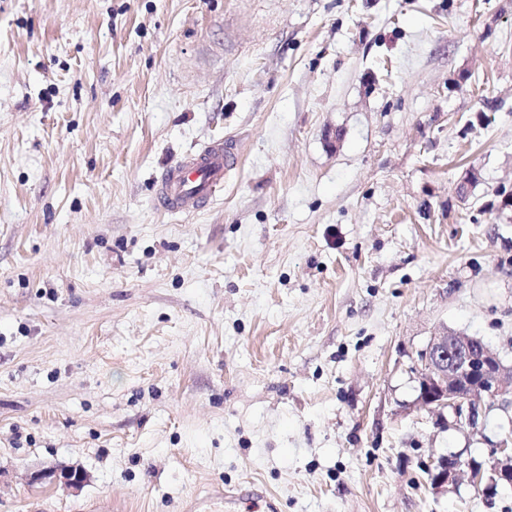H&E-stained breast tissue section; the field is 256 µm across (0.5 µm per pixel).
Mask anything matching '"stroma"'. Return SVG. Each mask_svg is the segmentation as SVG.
I'll list each match as a JSON object with an SVG mask.
<instances>
[{"label":"stroma","instance_id":"1","mask_svg":"<svg viewBox=\"0 0 512 512\" xmlns=\"http://www.w3.org/2000/svg\"><path fill=\"white\" fill-rule=\"evenodd\" d=\"M511 196L512 0H0V512H512L425 471L512 409L416 401L441 328L512 366ZM235 159L215 142L183 157L166 170L159 195L167 211L178 213L209 203L224 189V178ZM46 478H54L53 481L61 482L66 488L78 490L87 482L88 474L82 468L71 467L59 473L36 474L33 480L39 481Z\"/></svg>","mask_w":512,"mask_h":512}]
</instances>
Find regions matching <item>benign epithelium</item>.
I'll use <instances>...</instances> for the list:
<instances>
[{
  "label": "benign epithelium",
  "instance_id": "1",
  "mask_svg": "<svg viewBox=\"0 0 512 512\" xmlns=\"http://www.w3.org/2000/svg\"><path fill=\"white\" fill-rule=\"evenodd\" d=\"M418 404L430 413L450 409L456 419L472 425L476 403L486 399L503 408L512 407V371L482 339L447 327L429 338L419 353ZM490 469L466 462L456 455L443 456L428 467L430 484L437 494L458 486L461 476L478 493L497 486L512 488V438L489 450ZM52 478L69 489H80L88 480L85 470L71 467L58 473L37 474L33 480Z\"/></svg>",
  "mask_w": 512,
  "mask_h": 512
}]
</instances>
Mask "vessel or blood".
I'll list each match as a JSON object with an SVG mask.
<instances>
[{
	"label": "vessel or blood",
	"mask_w": 512,
	"mask_h": 512,
	"mask_svg": "<svg viewBox=\"0 0 512 512\" xmlns=\"http://www.w3.org/2000/svg\"><path fill=\"white\" fill-rule=\"evenodd\" d=\"M235 163L220 142L203 146L166 170L159 195L167 211L177 213L209 203L224 188V178Z\"/></svg>",
	"instance_id": "obj_1"
}]
</instances>
